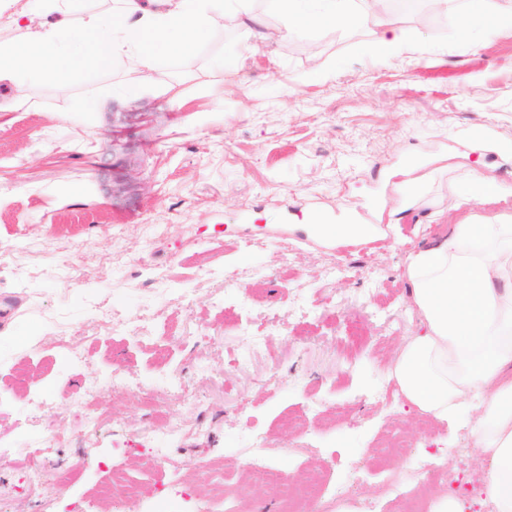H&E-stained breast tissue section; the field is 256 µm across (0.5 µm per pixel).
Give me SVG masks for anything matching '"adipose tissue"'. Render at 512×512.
I'll return each instance as SVG.
<instances>
[{
	"instance_id": "1",
	"label": "adipose tissue",
	"mask_w": 512,
	"mask_h": 512,
	"mask_svg": "<svg viewBox=\"0 0 512 512\" xmlns=\"http://www.w3.org/2000/svg\"><path fill=\"white\" fill-rule=\"evenodd\" d=\"M252 0H115L111 17L87 15L81 37L63 41L62 21L34 22L26 10L7 19L15 36L0 45V82L23 65L57 81L64 61L104 68L124 61L144 70L156 52L184 55L226 18L246 17L257 43L323 26L370 25L375 46L392 54L404 34L384 22L377 0H269L281 25L269 32ZM423 330L389 370L403 401L448 427L469 430L483 464L481 495L492 512H512V224H457L448 238L412 253L406 267Z\"/></svg>"
}]
</instances>
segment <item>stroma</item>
I'll list each match as a JSON object with an SVG mask.
<instances>
[{"label": "stroma", "instance_id": "1", "mask_svg": "<svg viewBox=\"0 0 512 512\" xmlns=\"http://www.w3.org/2000/svg\"><path fill=\"white\" fill-rule=\"evenodd\" d=\"M465 7L391 0L410 46L391 55L360 26L250 52V28L227 23L149 71L75 69L62 93L28 65L0 84V512L68 498L113 512V471L154 502L215 467L219 512H281V477L314 472L406 512L378 491L393 433L409 442L385 457L394 468L443 454L449 476L480 477L475 451L452 452L464 431L370 399L421 327L409 253L456 224L512 223V23L462 34ZM478 172L496 184L485 201L466 195ZM317 224L378 231L346 249ZM116 313L123 327L103 329ZM370 314L377 328L353 342L347 324ZM169 418L172 442L156 436ZM255 434L263 478L245 468ZM47 445L37 479L11 491Z\"/></svg>", "mask_w": 512, "mask_h": 512}]
</instances>
